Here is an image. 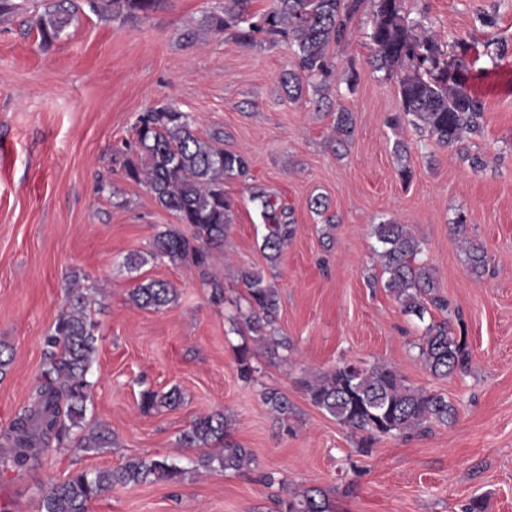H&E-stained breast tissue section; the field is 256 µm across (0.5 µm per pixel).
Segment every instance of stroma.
<instances>
[{
  "instance_id": "obj_1",
  "label": "stroma",
  "mask_w": 512,
  "mask_h": 512,
  "mask_svg": "<svg viewBox=\"0 0 512 512\" xmlns=\"http://www.w3.org/2000/svg\"><path fill=\"white\" fill-rule=\"evenodd\" d=\"M0 14V431L33 399L44 340L72 281L94 291L97 353L83 426L41 463L0 470V512H39L42 492L81 470H110L128 459H167L175 481L113 486L91 512H286L303 490L325 491L335 512H461L481 498L485 512H512V0H403L409 19L444 45L464 39L470 84L487 106L481 136L460 150L438 146L412 126L391 127L397 81L374 70L370 5L354 17L347 42L331 46L336 76L303 83L289 100L281 83L295 57L286 42L257 35L243 46L233 30L204 22L225 0H156L149 13L115 18L81 10L51 44L30 30L31 12L52 0H18ZM508 52L491 63L487 46ZM168 103L197 134L220 137L250 160L249 178H228L231 223L211 270L224 283L213 302L201 269L146 255L157 231L176 221L150 192L125 177L116 159L134 138L141 112ZM352 112L344 148L333 138V108ZM410 152L398 157L395 142ZM484 160L473 169L470 155ZM293 211L295 234L277 265L261 249V209L253 187ZM326 198L324 213L309 202ZM465 215L466 237L455 230ZM409 225L434 269L471 352L466 371L434 377L419 357L424 324L403 313L385 286L374 225ZM481 245L488 270L471 273L466 240ZM277 288L271 355L230 318L247 289L241 269ZM150 280L175 288V302L145 309L131 291ZM250 344L254 372L241 378L236 346ZM392 366L418 389L456 408L448 425L377 438L358 436L312 406L305 376L340 363ZM180 389L174 409L142 413V391ZM275 389L296 409L279 423L261 393ZM224 412L229 439L253 454L238 472L199 467L203 451L179 437L199 415ZM109 428L113 444L83 450L81 430Z\"/></svg>"
}]
</instances>
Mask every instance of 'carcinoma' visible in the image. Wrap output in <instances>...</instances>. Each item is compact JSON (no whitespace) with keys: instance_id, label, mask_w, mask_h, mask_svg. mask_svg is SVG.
I'll return each instance as SVG.
<instances>
[{"instance_id":"obj_1","label":"carcinoma","mask_w":512,"mask_h":512,"mask_svg":"<svg viewBox=\"0 0 512 512\" xmlns=\"http://www.w3.org/2000/svg\"><path fill=\"white\" fill-rule=\"evenodd\" d=\"M63 2L59 0L53 8L30 19L41 43L53 42L74 21L75 12ZM247 2L229 0L224 14L209 16L207 23L216 32L236 28V38L243 46L252 44L260 33L288 41L294 47L298 71L285 74L284 86L288 98L295 101L302 94L299 74L319 77L324 83L333 77L336 65L328 53L329 46L346 41L351 20L363 0H273V7L255 21L244 16ZM89 6L118 17L125 12L146 14L154 7V0H89ZM368 38L372 45L370 65L398 82L401 112L392 118L393 125H411L450 148L469 135L481 134L485 107L469 86L465 42L455 39L457 50L444 49L434 36L420 29V24L406 18L402 0H373ZM450 61L455 77L448 76ZM353 131L352 113L339 108L334 123L336 143L348 141ZM134 135V142L125 144L126 177L145 185L160 206L189 228L187 233L177 228L158 232L150 256L206 268L211 249L224 244L230 223L232 204L224 195V177H248V157L200 138L186 113L167 103L141 113ZM254 198L260 200L266 230L261 249L275 264L295 233L292 212L273 194L258 191ZM373 235L382 246L379 256L388 274L385 287L396 293L403 312L422 320L430 305L441 312L449 311L448 299L439 294L433 269L419 259L421 241L408 225L387 220L373 226ZM468 254L472 272L482 274L487 264L483 248L471 241ZM242 280L248 293V313L242 315L247 329L276 348L288 347L287 342L271 334L280 308L277 290L251 271L243 272ZM174 297L175 289L160 280L141 284L130 293L131 301L141 308L159 309ZM92 303L91 289L67 288L61 313L45 338V368L34 401L16 414L0 435L6 446L0 452V466L19 470L32 467L52 450V444L61 443L71 428L80 426L89 388L86 375L96 353ZM419 356L439 378L466 368L470 362L466 337L452 335L446 319L427 326ZM236 361L240 376L250 379L254 367L247 347L237 349ZM302 387L313 406L362 433L363 448L370 447L378 437L424 431L432 424L446 426L456 416L455 406L445 396L405 384L386 365L343 363L303 379ZM262 397L280 422H288L293 405L285 394L267 390ZM180 402L181 393L176 388L163 393L146 390L141 394L140 408L159 412ZM227 437L224 413L213 412L196 416L180 442L188 448L220 446L221 450L200 458V466L210 472L239 471L250 465L252 453L228 442ZM111 443L112 433L105 428L80 437L82 448H105ZM180 474L165 459L143 458L129 460L116 469L83 470L48 486L42 492L39 512H90L92 501L115 484L173 481ZM288 512H332V505L323 490L311 488L288 502Z\"/></svg>"}]
</instances>
